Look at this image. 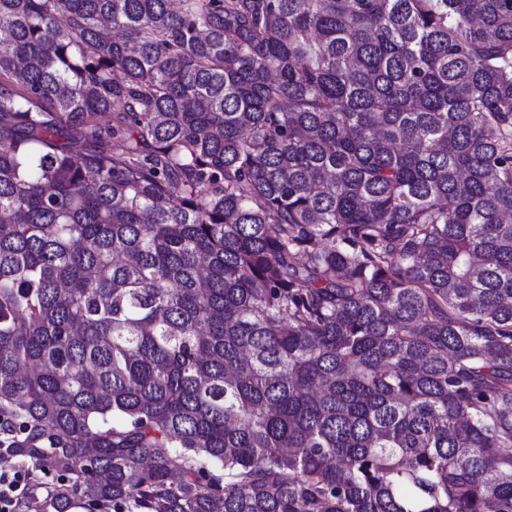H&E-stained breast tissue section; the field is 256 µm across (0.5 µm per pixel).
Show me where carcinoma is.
<instances>
[{"label": "carcinoma", "mask_w": 512, "mask_h": 512, "mask_svg": "<svg viewBox=\"0 0 512 512\" xmlns=\"http://www.w3.org/2000/svg\"><path fill=\"white\" fill-rule=\"evenodd\" d=\"M2 447L36 512H512V0H0Z\"/></svg>", "instance_id": "obj_1"}]
</instances>
